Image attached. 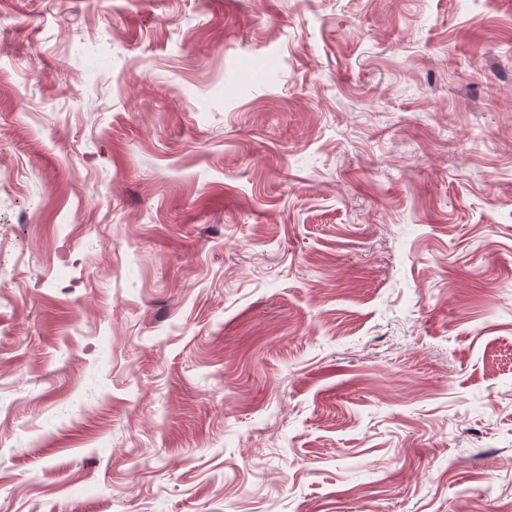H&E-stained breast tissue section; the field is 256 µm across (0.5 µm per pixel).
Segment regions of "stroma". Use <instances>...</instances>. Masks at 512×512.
<instances>
[{
	"label": "stroma",
	"mask_w": 512,
	"mask_h": 512,
	"mask_svg": "<svg viewBox=\"0 0 512 512\" xmlns=\"http://www.w3.org/2000/svg\"><path fill=\"white\" fill-rule=\"evenodd\" d=\"M0 512H512V0H0Z\"/></svg>",
	"instance_id": "35a3bbf8"
}]
</instances>
